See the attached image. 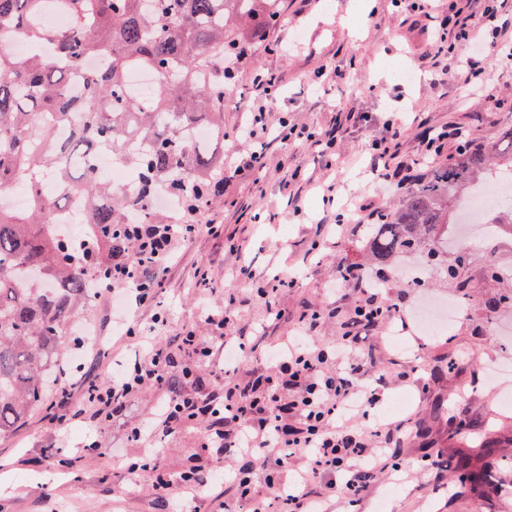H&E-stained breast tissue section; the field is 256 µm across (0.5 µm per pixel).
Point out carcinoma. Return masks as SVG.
Wrapping results in <instances>:
<instances>
[{"instance_id":"carcinoma-1","label":"carcinoma","mask_w":512,"mask_h":512,"mask_svg":"<svg viewBox=\"0 0 512 512\" xmlns=\"http://www.w3.org/2000/svg\"><path fill=\"white\" fill-rule=\"evenodd\" d=\"M54 12L66 15V26L47 21ZM279 19L280 0H0V196L18 186L28 193L20 210L0 205V435L47 408L72 320L98 293L96 275L112 255L130 251L123 228L130 216L169 223L151 207L163 190L187 205L206 201L214 162L194 133L224 132V59L243 44L240 30L260 38ZM15 33L31 52L6 47ZM136 68L157 77L147 99L130 89ZM75 115L70 135L58 137ZM103 151L138 173L134 191L112 196L96 169ZM500 178L512 182V128L429 165L383 210L372 254L382 265L422 246L438 255L444 227L462 212L450 215L449 204ZM58 188L90 203L80 216L90 230L79 239L57 231L68 205ZM483 223L512 224V200L487 211ZM439 275L468 287L465 268L445 264ZM481 447L485 455L460 463L464 487L487 482L482 460L491 442Z\"/></svg>"}]
</instances>
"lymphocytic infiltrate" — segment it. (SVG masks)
<instances>
[{"mask_svg":"<svg viewBox=\"0 0 512 512\" xmlns=\"http://www.w3.org/2000/svg\"><path fill=\"white\" fill-rule=\"evenodd\" d=\"M479 3V9L467 11L457 0H448L447 15L433 26L434 51L430 60L435 84L444 85L460 77L469 86L485 76L484 54L464 56L459 52L460 46L487 42L491 47L512 51V16L503 14L505 0H479ZM275 82L273 74L254 70V95L245 104L250 119L238 131L239 139L250 143L252 149L226 159L224 168L231 175L259 169L263 160L261 148L271 142H315L328 152L335 150L341 130L358 128L368 121L366 113L345 107L339 110L335 124L324 129L298 125L284 116L279 117L277 125H270L266 112ZM417 124L424 132L418 140L416 158L400 156L408 126L396 118H387L380 136L368 144L370 168L381 182L405 187L421 162L439 157L448 144L463 148L472 141L470 131L456 123L437 127L427 125L421 118ZM206 210L203 204L184 209L177 224L132 225V252L123 263L112 267L113 289L135 307L153 308L154 324L163 326L168 322L167 310L157 306L156 297L164 286L172 255L198 235L220 231L219 225L205 221ZM378 213V207L366 198L337 207L311 225L312 249H319L331 231L347 229L356 215L372 220ZM232 278L256 290L264 300L268 315L276 320L283 316L276 304L280 290L297 283L292 274L261 279L243 262L237 265ZM336 278L351 284L358 293L340 344L325 347L311 343L310 337L323 317V310L307 308L295 325L297 337L283 339L281 343L274 362L276 375L245 380L236 371L228 370L222 380V394L200 399L169 389L170 354L146 336L136 320L129 319L125 322L124 336L126 340L138 342L141 357L124 365L118 376L105 382L94 372H84L80 377L79 402H72L71 385L63 383L45 416L47 427L61 434L71 422L90 424L92 436L73 455L78 461L94 454L99 447L95 432L103 422L112 420L115 413L144 390L163 389L167 397L158 419L132 423L130 433L135 439L152 438L159 430L170 434L183 425L201 424L205 427L204 447L216 449L222 455L260 459L280 470L287 468L293 455L307 458L304 470L275 482L271 496L254 498L253 512H268L275 502L285 505L286 512H319L320 498L312 494L310 487L322 475L328 476L327 487L336 495L349 500L355 498L362 491V476L402 470L393 461L392 440L405 435L404 423L380 421L369 432L359 424L361 418L383 404L386 390L382 378L364 385L368 356L361 342L368 333L382 332L386 320L398 315L400 308L387 304L377 292L367 288L368 275L361 267L338 263ZM237 303V297L232 295L222 306L206 312L207 336H200L191 327L185 329L180 346L190 355L193 368L210 365L213 354L210 338L224 340L231 335L237 319ZM129 470L153 474L152 488L160 498L197 492V512H207L212 502L204 493L207 482L196 470H170L160 454L131 463Z\"/></svg>","mask_w":512,"mask_h":512,"instance_id":"f902f5d3","label":"lymphocytic infiltrate"}]
</instances>
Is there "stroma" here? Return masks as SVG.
<instances>
[{"label":"stroma","mask_w":512,"mask_h":512,"mask_svg":"<svg viewBox=\"0 0 512 512\" xmlns=\"http://www.w3.org/2000/svg\"><path fill=\"white\" fill-rule=\"evenodd\" d=\"M354 2L281 0L287 27L271 29L269 43L256 45L224 98L227 137L204 143L206 151L217 157L239 146L236 133L248 119L243 104L252 95V73L257 68L279 80L269 120L286 114L296 123L324 128L352 100L372 120L367 128L345 132L332 154L310 144H271L261 171L233 179L223 195L212 199L209 213L222 224L221 234L196 237L178 251L160 294L170 321L155 331L154 338L175 352L172 388L184 386L180 369L188 361L177 349L179 334L192 326L205 333L206 310L223 305L226 295L237 291L231 274L242 259L265 278L297 271L298 282L277 296L282 319L265 318L258 299L239 304V377L270 371V356L280 337L290 333L297 316L307 308L326 312L313 341L322 346L339 343L355 292L337 285L336 264L355 262L373 268L377 262L364 248L367 234L363 231L324 244L317 255H309V224L328 208L322 191L328 183L336 184L340 203L367 196L383 208L401 196V189L378 186L362 162L366 145L379 134L387 113L421 112L435 126L461 123L478 142L492 140L512 127V56L489 50L483 89L466 90L458 80L433 86L418 57L429 50L427 26L441 9L439 0H427L421 13L393 0H363L365 7L355 19L350 16ZM397 60L413 72L412 82L395 74L392 64ZM333 67L341 69L342 79L322 87L312 85L314 72ZM295 167L300 178L285 186ZM292 192L299 196L302 213L298 216L288 203ZM468 253L469 286L463 293L442 284L426 266L423 254L398 256L390 262L381 290L386 302L420 308L429 302L463 300L467 310L450 331L422 337L423 348L417 353L392 348L388 337H371L373 364L365 378H385L388 397L403 398L410 405L406 418L414 434L396 450L402 467H417L425 454L435 452L454 462L475 454L479 440L488 437L495 444L488 483L464 491L454 466L410 481L377 473L351 502L325 492L317 482L313 489L325 493V512H376L382 499L388 500L389 512H512V407L503 408L498 401L501 393L512 392V378L490 386L485 374L492 359L512 357V337L498 333L500 326L512 324V307H498L490 318L483 304L492 292L486 268L493 263L512 267V238L486 234ZM408 262L420 267L418 287H407L400 274ZM201 269L209 270L216 280L214 290L203 294L194 290ZM414 365L420 368L417 379H397L398 371ZM163 402V395L153 390L138 395L122 417L103 427L99 439L106 454L88 457L70 469L60 461L85 441L83 424L71 425L61 436L47 429L37 414L19 430L0 436V512H193V495L172 502L159 499L152 493L149 474L127 472L130 461L153 452V444L130 439L129 425L151 417ZM156 443L164 446L170 469L204 464L207 479L221 483L225 466L217 462L215 451L203 448L201 426L157 435Z\"/></svg>","instance_id":"obj_1"}]
</instances>
